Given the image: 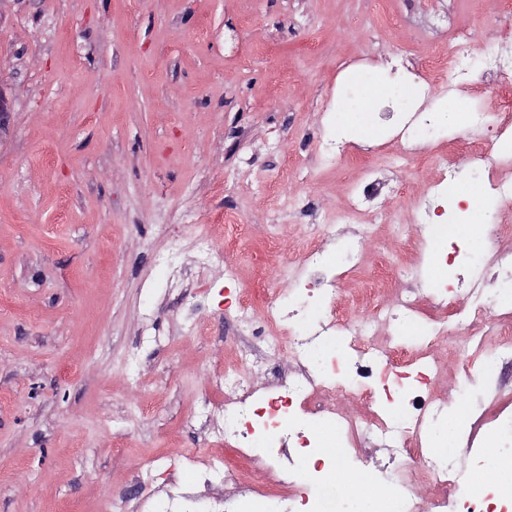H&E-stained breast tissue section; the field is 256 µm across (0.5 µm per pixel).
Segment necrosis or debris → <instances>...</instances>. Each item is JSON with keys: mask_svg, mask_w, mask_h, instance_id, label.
<instances>
[{"mask_svg": "<svg viewBox=\"0 0 512 512\" xmlns=\"http://www.w3.org/2000/svg\"><path fill=\"white\" fill-rule=\"evenodd\" d=\"M477 62L491 77L512 72V52L475 60L469 36L460 32L447 54L431 62L432 78L464 88ZM428 91L419 84L414 97L394 101L408 115L396 133L402 159L413 158L423 132L440 124L437 113L420 111L419 98ZM466 122L488 132L471 148L472 180L495 202L512 201V179L498 172L512 166V118L491 123L475 111ZM413 206L420 223L437 233L423 239L406 234L410 259L389 282L394 297L379 304L374 289L362 294L372 305L369 318L335 315L338 285L365 246L360 238L339 257L321 246L307 250L289 269L288 293L276 312H238L245 334L235 347L237 365L213 380L210 406L224 417L213 432L247 461L265 462L275 483L247 480L216 453L198 469L195 487H173L159 512H196L203 491L220 481L238 487L235 512H283L288 501L298 502L300 512H356L333 480L339 469L383 484L375 512H512V492L495 480H482L477 492L468 489L488 469L486 447L502 464H512V307L486 306L490 294L512 288V247L492 248L476 262L467 247L448 245L444 229L470 216L452 166L442 168ZM432 261L466 273L431 286L425 268ZM278 319L290 323L292 364L268 365L272 381L259 389L250 373L265 363L262 350L279 346ZM450 333L457 338L453 366L441 355ZM446 373L460 395L479 387L496 397L494 406L459 421L453 440L448 403L427 386L429 378ZM341 397L357 400L359 411L340 407ZM381 448L389 449L387 460L378 459Z\"/></svg>", "mask_w": 512, "mask_h": 512, "instance_id": "necrosis-or-debris-1", "label": "necrosis or debris"}]
</instances>
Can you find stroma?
Listing matches in <instances>:
<instances>
[{
	"instance_id": "1",
	"label": "stroma",
	"mask_w": 512,
	"mask_h": 512,
	"mask_svg": "<svg viewBox=\"0 0 512 512\" xmlns=\"http://www.w3.org/2000/svg\"><path fill=\"white\" fill-rule=\"evenodd\" d=\"M512 0H5L0 5V512H148L171 477L212 452L207 376L229 358L236 311L286 288L311 242L365 231L337 312L424 236L412 199L450 161L469 166L465 120L396 161L388 124L315 165L353 61L425 75L455 32L500 49ZM389 166L373 229L345 211L349 184ZM243 230L225 241L218 214ZM335 225L322 240L321 227ZM223 249L205 281L170 282Z\"/></svg>"
}]
</instances>
